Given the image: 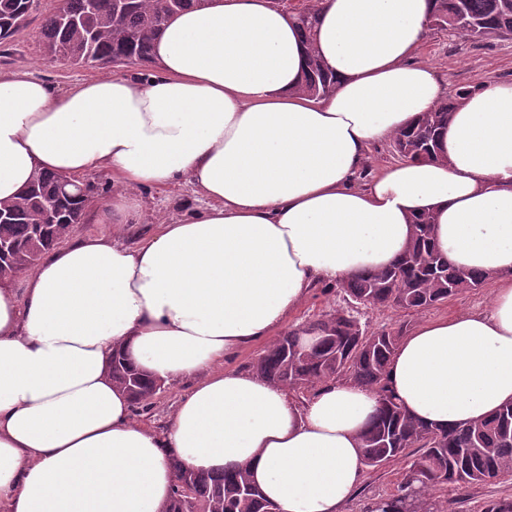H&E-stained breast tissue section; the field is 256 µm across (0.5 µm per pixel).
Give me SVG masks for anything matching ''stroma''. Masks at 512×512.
<instances>
[{"label":"stroma","mask_w":512,"mask_h":512,"mask_svg":"<svg viewBox=\"0 0 512 512\" xmlns=\"http://www.w3.org/2000/svg\"><path fill=\"white\" fill-rule=\"evenodd\" d=\"M56 5L57 0H41L39 12L31 16L27 26L10 41L0 43V73L24 70L61 89L99 76H145L150 73L151 66L147 63L77 67L49 59L44 55L36 34L44 14L53 10ZM415 59L434 67L447 80L448 87L453 92L477 82H512V39H491L473 43L452 37L435 28L427 31ZM135 196L140 205L139 222L135 230L143 235L153 231L158 223L177 218L191 210L201 209L205 205L204 199L186 182L168 186H146L137 189ZM490 299L489 288L483 287L419 311L372 309L363 306L354 309L339 285H332L327 291L318 286L311 289L305 301L290 317L287 327L293 330L327 312L350 308L367 331L400 329L408 333L430 318L450 317L474 309H488ZM407 468V460L402 459L390 462L375 471H365L364 479L354 500L347 505L346 512H367L377 498L396 489Z\"/></svg>","instance_id":"obj_1"}]
</instances>
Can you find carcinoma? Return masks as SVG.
I'll use <instances>...</instances> for the list:
<instances>
[{"label":"carcinoma","instance_id":"cac0c4a2","mask_svg":"<svg viewBox=\"0 0 512 512\" xmlns=\"http://www.w3.org/2000/svg\"><path fill=\"white\" fill-rule=\"evenodd\" d=\"M210 0H61L45 15L38 41L52 59L96 67L147 63L155 37L176 14L203 8ZM40 0H0V41L13 37L39 11ZM318 4L299 15L307 49L300 90L312 98L333 91L335 78L314 48ZM429 26L452 36L486 40L512 35V0H433ZM468 86L399 131L393 146L412 161L435 159L437 131L448 124ZM88 194L61 176L37 174L28 190L0 202V243L12 251L0 258V277L13 280L35 266L81 223ZM434 218H415L407 249L389 268L341 281L357 304L418 311L482 286L491 274L454 266L437 249ZM402 331L367 333L356 317L335 311L271 342L255 366L269 383L304 396L318 384L351 380L380 394V409L359 436L363 464L370 470L414 457L395 492L374 502L370 512H442L435 490L450 487L464 496L481 484L512 478V404L493 417L437 432L409 417L385 390L388 365ZM114 387L132 401L135 414L154 407L159 379L131 363L121 349L112 352ZM175 481L164 512H277L245 468L222 472L190 470L174 458Z\"/></svg>","mask_w":512,"mask_h":512}]
</instances>
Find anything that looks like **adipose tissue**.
Segmentation results:
<instances>
[{
  "label": "adipose tissue",
  "instance_id": "ef3b65f1",
  "mask_svg": "<svg viewBox=\"0 0 512 512\" xmlns=\"http://www.w3.org/2000/svg\"><path fill=\"white\" fill-rule=\"evenodd\" d=\"M432 0H321L315 48L333 92L302 93L297 19L270 0L174 16L155 74L68 89L0 74V201L39 172L106 168L109 236L64 242L0 283V505L6 512H163L172 458L246 468L279 512H341L363 480L359 435L380 397L331 381L299 400L225 359L273 340L311 288L391 266L417 215L439 251L491 273L485 311L424 321L387 390L437 430L512 402V82L456 105L433 161L358 176L373 146L447 100L414 62ZM190 179L208 207L137 245L135 189ZM183 391L165 430L137 424L112 385L114 348Z\"/></svg>",
  "mask_w": 512,
  "mask_h": 512
}]
</instances>
